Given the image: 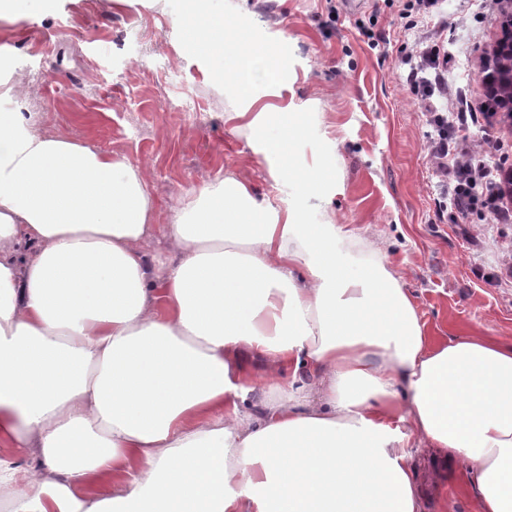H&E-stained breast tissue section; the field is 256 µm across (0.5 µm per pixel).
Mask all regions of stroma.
Returning a JSON list of instances; mask_svg holds the SVG:
<instances>
[{"instance_id":"1","label":"stroma","mask_w":512,"mask_h":512,"mask_svg":"<svg viewBox=\"0 0 512 512\" xmlns=\"http://www.w3.org/2000/svg\"><path fill=\"white\" fill-rule=\"evenodd\" d=\"M242 39L264 44L274 65L264 82L218 76L216 58L189 52L176 0H32L0 19V75L42 76L38 127L142 166L165 229L174 207L228 177L277 212L302 206L310 224H344L352 258L375 248L402 277L431 335L492 336L512 345V223L439 217L443 198L429 153L427 109L477 116L467 130L481 157L512 156V119L488 114L481 59L501 35L484 0H444L442 34L405 30L409 0H223ZM441 37L448 96L422 101L403 84L399 46ZM253 112H293L302 132L295 165L329 157L316 189L275 184L250 144ZM414 461L428 512H476L473 493Z\"/></svg>"}]
</instances>
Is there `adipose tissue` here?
Segmentation results:
<instances>
[{"label":"adipose tissue","instance_id":"ef3b65f1","mask_svg":"<svg viewBox=\"0 0 512 512\" xmlns=\"http://www.w3.org/2000/svg\"><path fill=\"white\" fill-rule=\"evenodd\" d=\"M0 114V494L14 512H425L412 445L512 512V345L436 340L386 257L227 178L156 261L141 167ZM275 182L318 168L254 113ZM264 380H251L246 357ZM409 433H402V426ZM33 456L32 467L19 458Z\"/></svg>","mask_w":512,"mask_h":512}]
</instances>
